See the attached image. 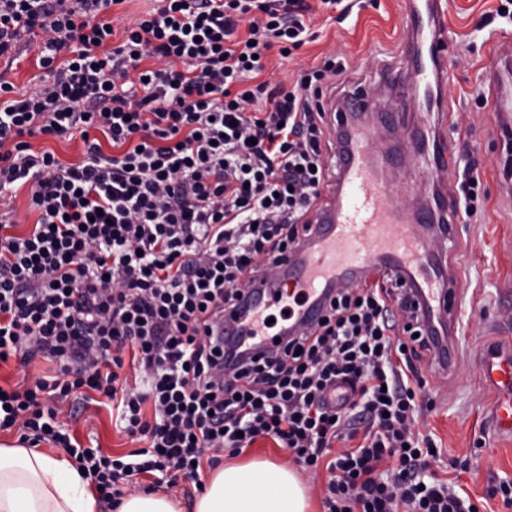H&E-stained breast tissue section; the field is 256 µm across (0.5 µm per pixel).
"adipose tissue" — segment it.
I'll return each instance as SVG.
<instances>
[{
  "mask_svg": "<svg viewBox=\"0 0 512 512\" xmlns=\"http://www.w3.org/2000/svg\"><path fill=\"white\" fill-rule=\"evenodd\" d=\"M305 489L287 466L269 461L214 468L195 512H308ZM0 512H100L97 494L73 461L0 444Z\"/></svg>",
  "mask_w": 512,
  "mask_h": 512,
  "instance_id": "obj_1",
  "label": "adipose tissue"
}]
</instances>
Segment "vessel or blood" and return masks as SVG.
Segmentation results:
<instances>
[{
    "label": "vessel or blood",
    "mask_w": 512,
    "mask_h": 512,
    "mask_svg": "<svg viewBox=\"0 0 512 512\" xmlns=\"http://www.w3.org/2000/svg\"><path fill=\"white\" fill-rule=\"evenodd\" d=\"M404 9L418 19L409 30L416 45V65L398 81L396 93L370 100L351 92L324 100L336 143L332 201L319 207L310 236L286 256L275 274L246 290L243 310L225 312L221 338L235 336L244 346L258 347L260 353L275 352L276 338L262 333L258 317L264 308L283 301L285 286H292L296 303L288 321L303 332L320 318L327 289L350 287L381 270L395 274L405 288L414 290L419 317L453 314L458 273L436 272L438 260L417 231L418 226L433 223L435 216L429 210L404 208L385 175L404 160L387 154L361 121L363 113L377 112L388 122L402 102L424 103L426 111L436 115L437 130L431 137L413 141L409 150L427 156L435 186L447 189L454 154L438 133L448 122V105L438 95L443 79L437 48L444 37V0H406ZM488 86L498 124L511 129L512 84L493 68ZM479 365L482 382L493 395L486 412L489 430L494 437L512 439V345L487 347Z\"/></svg>",
    "instance_id": "obj_1"
}]
</instances>
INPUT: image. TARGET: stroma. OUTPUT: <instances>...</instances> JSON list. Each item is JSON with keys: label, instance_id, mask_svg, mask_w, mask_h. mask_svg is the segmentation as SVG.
<instances>
[{"label": "stroma", "instance_id": "1", "mask_svg": "<svg viewBox=\"0 0 512 512\" xmlns=\"http://www.w3.org/2000/svg\"><path fill=\"white\" fill-rule=\"evenodd\" d=\"M500 4L501 0H446L442 91L454 107L447 140L457 163L477 159L484 200L477 219L456 216L455 245L438 239L429 242L431 251H451L461 272L456 298L458 357L448 373L433 363L421 364L425 386L416 395L417 404L435 403L419 424L421 433L443 450L432 470L478 501L480 512H508L501 498H488L487 491L512 481V440L491 437L485 408L492 395L482 384L477 363L484 347L512 338V180L503 175L505 162H512V139L503 138L496 128L486 78L499 42L512 38V17L498 16ZM310 18L315 40L286 58L271 53L267 76L288 85L299 67L320 66L325 56L336 53L348 64V78L338 85L325 84L324 95L357 89L371 96L380 68L403 66L406 15L401 0H352L349 16L340 21L318 5ZM36 58L37 49L30 46L17 62L0 60V78L12 83L16 94L30 91L43 74ZM89 413L92 422L71 425L82 446L102 448L115 458L134 450V442L113 419L111 406L94 405Z\"/></svg>", "mask_w": 512, "mask_h": 512}]
</instances>
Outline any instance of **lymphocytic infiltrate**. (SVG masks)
Wrapping results in <instances>:
<instances>
[{"label":"lymphocytic infiltrate","mask_w":512,"mask_h":512,"mask_svg":"<svg viewBox=\"0 0 512 512\" xmlns=\"http://www.w3.org/2000/svg\"><path fill=\"white\" fill-rule=\"evenodd\" d=\"M124 2L0 0V57L33 43L44 71L18 98L0 80V362L54 367L0 388V430L65 448L102 512L129 477L195 482L260 436L328 472L326 512H473L415 429L429 344L393 276L341 289L308 331L216 378V324L308 237L331 178L317 100L345 63L289 87L264 76L270 50L308 39L309 0H158L118 33L107 12ZM37 136L80 139L82 160ZM23 187L36 220L17 235ZM92 391L138 449L106 456L58 420Z\"/></svg>","instance_id":"lymphocytic-infiltrate-1"}]
</instances>
